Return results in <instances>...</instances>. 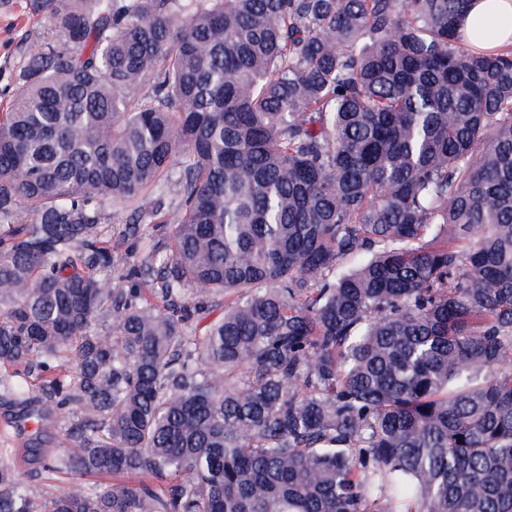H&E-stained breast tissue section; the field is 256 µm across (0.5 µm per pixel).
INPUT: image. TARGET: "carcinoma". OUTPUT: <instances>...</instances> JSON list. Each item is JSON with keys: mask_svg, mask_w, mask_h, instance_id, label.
<instances>
[{"mask_svg": "<svg viewBox=\"0 0 512 512\" xmlns=\"http://www.w3.org/2000/svg\"><path fill=\"white\" fill-rule=\"evenodd\" d=\"M469 2L32 0L0 389L39 466L0 448V512H512V50ZM174 169L112 286L105 209L144 232ZM460 21L459 36L469 48L495 51L512 45V0H471ZM482 25L486 38L478 34Z\"/></svg>", "mask_w": 512, "mask_h": 512, "instance_id": "1", "label": "carcinoma"}]
</instances>
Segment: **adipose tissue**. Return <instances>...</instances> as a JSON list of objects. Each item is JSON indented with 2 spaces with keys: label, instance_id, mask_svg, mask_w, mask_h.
Masks as SVG:
<instances>
[{
  "label": "adipose tissue",
  "instance_id": "obj_1",
  "mask_svg": "<svg viewBox=\"0 0 512 512\" xmlns=\"http://www.w3.org/2000/svg\"><path fill=\"white\" fill-rule=\"evenodd\" d=\"M459 36L469 48L495 51L512 45V0H471Z\"/></svg>",
  "mask_w": 512,
  "mask_h": 512
}]
</instances>
